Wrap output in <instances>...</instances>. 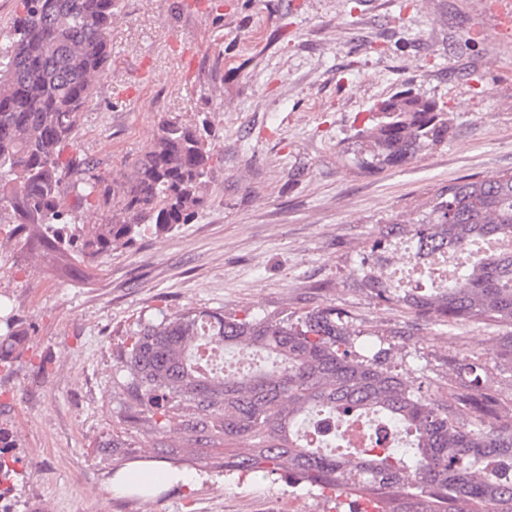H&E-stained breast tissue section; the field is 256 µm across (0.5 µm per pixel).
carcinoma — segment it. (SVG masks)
<instances>
[{
	"label": "carcinoma",
	"mask_w": 512,
	"mask_h": 512,
	"mask_svg": "<svg viewBox=\"0 0 512 512\" xmlns=\"http://www.w3.org/2000/svg\"><path fill=\"white\" fill-rule=\"evenodd\" d=\"M9 49L0 54V215L14 218L13 234L34 224L50 250L80 241L82 259L131 246L146 230L172 232L207 202L219 159L202 133L177 118L163 119L149 148L104 184H85L82 201L112 206L106 224L86 235L68 233L60 209L70 155L96 83L111 58L112 17L119 0H22ZM357 129L354 145L364 169L398 166L448 141V113L408 92L376 105ZM415 243V255L447 251L457 266L447 286L420 285L397 293L385 249ZM508 244L472 258V246ZM372 249L379 250L359 286L403 304L418 318L458 324L482 320L499 329L498 353L512 355V173L465 177L439 187L422 218L395 219ZM26 332L0 326V365L22 354ZM355 331L333 307L298 316L282 310L188 308L141 319L126 331L114 357L126 373L120 427L99 445L112 457V477L132 460L122 427L169 438L154 459L180 466L207 447L234 449L206 464L209 476L283 475L292 487L328 490L365 506L361 512H512V406L481 385L476 367L460 366L447 400L423 395L387 366L388 353H358ZM236 348L274 357L269 369L214 371L201 351ZM378 415L410 437L401 453L386 438L327 453L303 426L325 415L349 424ZM9 435L0 428V478L19 476Z\"/></svg>",
	"instance_id": "1"
}]
</instances>
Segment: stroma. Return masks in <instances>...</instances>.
Returning <instances> with one entry per match:
<instances>
[{"mask_svg":"<svg viewBox=\"0 0 512 512\" xmlns=\"http://www.w3.org/2000/svg\"><path fill=\"white\" fill-rule=\"evenodd\" d=\"M111 44L60 198L72 228L110 216L76 186L122 171L164 117L206 124L222 162L188 224L91 265L0 234V299L28 331L24 354L0 367V424L20 472L0 486V512H331L317 489L280 476L205 480L193 464L165 495L111 494L97 445L124 404L113 349L160 309L329 305L356 348L389 349L422 394L447 397L465 359L512 399L497 327L419 324L352 286L381 225L416 218L440 186L512 172V0H120ZM406 89L447 110V144L358 168L357 128Z\"/></svg>","mask_w":512,"mask_h":512,"instance_id":"1","label":"stroma"}]
</instances>
